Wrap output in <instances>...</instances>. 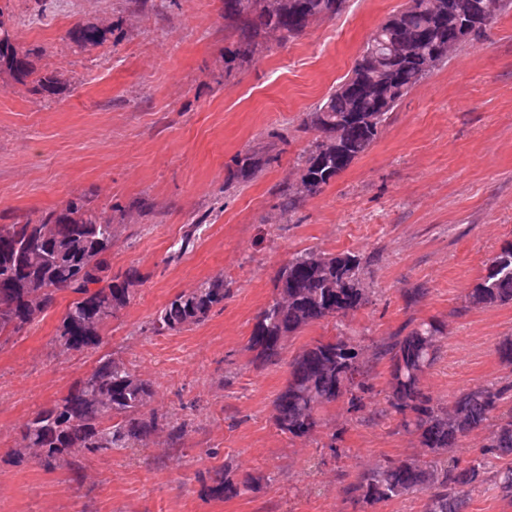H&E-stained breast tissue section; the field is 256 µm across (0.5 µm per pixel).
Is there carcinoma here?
<instances>
[{
  "mask_svg": "<svg viewBox=\"0 0 512 512\" xmlns=\"http://www.w3.org/2000/svg\"><path fill=\"white\" fill-rule=\"evenodd\" d=\"M224 24L238 32V40L224 63H250L264 44L286 43L303 35L313 16L340 14L347 0H222ZM488 0H410L376 30L355 60L350 74L312 111L299 129L314 133L300 157L306 192L294 187L279 191L284 212L300 200L319 195L352 162L365 154L381 128L409 92L428 77L424 60L433 55L448 62L452 50L480 41L493 21L484 20ZM0 9V72L15 81L51 92L57 80L41 73L31 56L17 43V31L3 20ZM87 50L102 46L103 31L83 26L74 33ZM274 159L252 154L236 157L235 168L224 178V192L258 176ZM52 225L45 235L44 227ZM115 244L112 223L93 211L82 196L60 210L35 220L0 225V338L19 335L38 315L54 306L58 293L74 299L58 327L63 351L96 350L106 328L126 307L134 286L142 282L136 270L112 273L109 254ZM368 262L351 252L304 250L294 254L274 276L275 296L258 313L249 350L260 365L280 362L287 336L314 323L354 313L370 301L365 285ZM34 282L41 287L33 288ZM228 288L214 278L189 293L171 298L155 315L154 334L179 332L204 322L212 308L224 302ZM470 307H492L512 302V243L504 245L487 263V273L465 295ZM445 326L436 318L418 322L404 336L380 346L390 362L387 404L399 416L403 431L417 435L420 456L388 461L360 473L343 488L354 503L374 506L405 495L425 496L424 512H466L465 488L494 482L502 500L512 504V466L492 469L483 461L462 466L447 460L464 438L494 424L486 452L512 456V392L506 386H477L451 401L433 398L421 388V377L437 357ZM358 346L342 333L307 346L291 363L290 378L274 400L275 424L284 434L307 437L321 426L320 411L341 398L349 409L363 407L365 383ZM154 388L150 380L132 373L110 354L101 356L91 371L79 378L67 395L38 410L21 426L24 448L34 449L47 468L64 465L75 449L108 453L133 448L149 436L165 431L175 443L183 441L186 423L150 408ZM254 478L234 479L233 471L210 488L231 498L249 488Z\"/></svg>",
  "mask_w": 512,
  "mask_h": 512,
  "instance_id": "cac0c4a2",
  "label": "carcinoma"
}]
</instances>
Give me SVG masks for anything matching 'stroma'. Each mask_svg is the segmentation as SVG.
Instances as JSON below:
<instances>
[{"mask_svg": "<svg viewBox=\"0 0 512 512\" xmlns=\"http://www.w3.org/2000/svg\"><path fill=\"white\" fill-rule=\"evenodd\" d=\"M405 4L349 0L336 17L287 44L268 41L228 72L224 53L237 36L221 0H0L36 68L60 79L48 94L0 76V225L86 195L114 224L113 272L143 277L99 349L60 348L68 292L0 345V512H423L420 495L361 508L342 488L422 452L390 414L389 361L377 354L404 327L430 317L445 325L421 378L433 397L512 382L496 352L512 336V302L465 305L489 258L512 242V11L416 86L372 148L321 194L289 214L277 197L299 177L305 113ZM88 24L107 28V40L81 52L70 33ZM273 132L284 136L278 160L225 192L234 158L259 151ZM195 222L196 247L169 261ZM305 249L366 257L370 301L289 336L282 363L257 365L247 348L255 317L273 297L275 271ZM216 277L229 292L204 322L149 332L170 298ZM412 288L424 295L410 304ZM340 327L359 338L364 408L339 401L311 436L283 434L274 400L289 362ZM103 354L150 380L153 408L187 422V435L175 445L159 432L123 453L80 450L74 468L46 469L24 450L19 428ZM228 466L251 474L253 489L209 496Z\"/></svg>", "mask_w": 512, "mask_h": 512, "instance_id": "obj_1", "label": "stroma"}]
</instances>
